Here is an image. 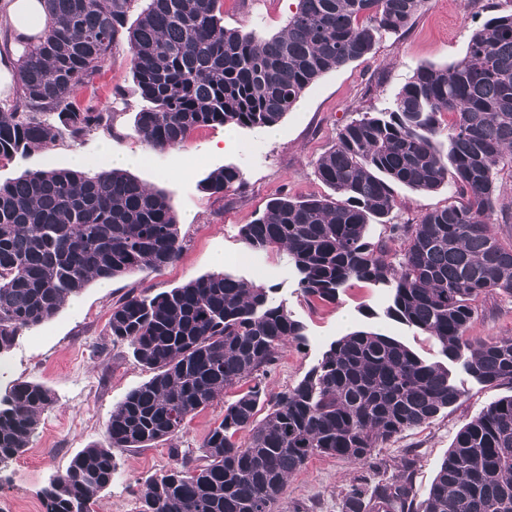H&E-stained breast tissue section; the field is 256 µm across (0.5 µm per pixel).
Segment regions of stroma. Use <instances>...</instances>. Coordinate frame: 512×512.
Here are the masks:
<instances>
[{"label": "stroma", "instance_id": "1", "mask_svg": "<svg viewBox=\"0 0 512 512\" xmlns=\"http://www.w3.org/2000/svg\"><path fill=\"white\" fill-rule=\"evenodd\" d=\"M296 5L297 0H224V25L267 38L286 26ZM501 11L511 12L512 0H426L405 31L383 37L371 55L326 73L306 89L277 124L274 138L263 136L258 128L215 125L194 131L181 146L161 153L148 151L135 131L141 100L128 53L120 45L76 98L80 107L111 113L110 127L76 143L63 138L27 156L1 160L4 183L27 170L69 167L75 152L85 156L87 173H98L105 166L100 153L105 140L116 153H147V163L132 168L131 174L167 194L183 250L172 265L111 279L109 288L91 281L52 320L17 338L6 365L0 367V386L38 382L52 391L56 402L41 416L27 451L0 469V512H14L22 501L39 503L40 489L77 451L103 441L113 405L148 380L149 371L131 348L113 342L107 328L113 304L130 290L154 295L216 272L269 289L305 327L302 342L289 345L265 379L274 392L295 386L332 342L358 330L392 336L422 359L446 363L431 336L386 316L388 289L357 282L340 291L333 303L306 298L287 252L249 249L240 229L279 191L327 194L315 175V162L331 147L338 129L359 113L388 106L418 68L461 59L472 32ZM227 164L242 171V187L221 197L203 190V179ZM394 195L399 224L415 222L453 200L448 186L422 193L398 185ZM475 307L469 338L512 336L511 295L492 291L481 295ZM447 365L462 391L453 406L428 424L384 442L366 464L331 456L311 458L287 480L285 512H341L342 496L356 479L373 485L397 478L406 469L412 472L417 500H424L459 429L492 402L512 395L511 384L487 385L474 379L462 362ZM239 391L236 385L227 388L223 401L187 419L176 446L161 442L150 448L115 450L116 476L94 512H139L141 485L161 477L176 451L199 450L209 430L221 421L225 402Z\"/></svg>", "mask_w": 512, "mask_h": 512}]
</instances>
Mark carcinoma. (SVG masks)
Wrapping results in <instances>:
<instances>
[{"mask_svg":"<svg viewBox=\"0 0 512 512\" xmlns=\"http://www.w3.org/2000/svg\"><path fill=\"white\" fill-rule=\"evenodd\" d=\"M135 2L46 0L48 34L23 47L19 94L0 103V160L110 126L111 113L81 109L76 96L122 42L142 102L136 133L164 151L202 127L278 124L321 76L407 29L425 0H298L286 27L264 40L224 27L223 0H143L129 27ZM445 116L452 133L444 149L437 138ZM506 168L512 12L476 29L461 59L418 68L387 107L339 129L315 164L333 194L282 191L240 234L250 249H286L308 298L333 303L354 281L390 289L387 315L433 337L477 381L512 384V338L465 336L482 294H512V242L493 227ZM242 183L241 170L225 165L203 189L222 197ZM396 184L423 192L451 184L459 201L415 224H392ZM372 223L404 239L397 263L386 260L384 244L368 241ZM181 250L165 193L122 170H27L0 184V361L21 332L51 320L91 280L160 270ZM108 327L151 377L112 408L104 442L75 454L43 489L44 512H93L112 484L113 450L177 447L187 418L243 378L254 384L224 404L201 455H182L142 485L139 512H277L288 478L311 457L364 463L379 443L462 395L447 367L363 330L334 341L295 386L269 391L267 374L303 340L304 326L269 290L224 273L154 296L131 292L112 306ZM54 403L39 383L0 389V465L27 450ZM415 499L410 474L372 488L358 480L342 509L512 512V395L459 429L418 509Z\"/></svg>","mask_w":512,"mask_h":512,"instance_id":"obj_1","label":"carcinoma"}]
</instances>
